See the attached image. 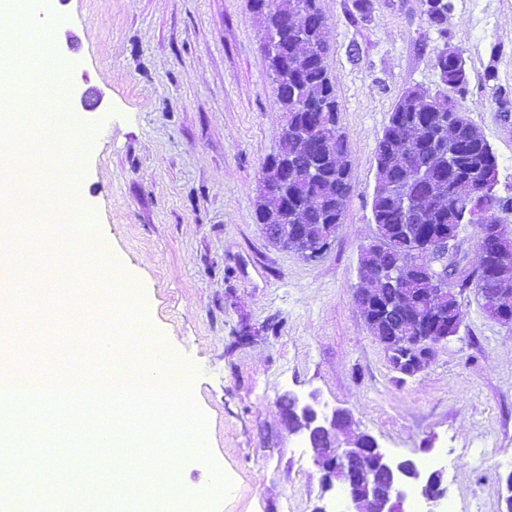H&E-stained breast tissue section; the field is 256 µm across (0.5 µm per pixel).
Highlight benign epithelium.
<instances>
[{
	"label": "benign epithelium",
	"mask_w": 512,
	"mask_h": 512,
	"mask_svg": "<svg viewBox=\"0 0 512 512\" xmlns=\"http://www.w3.org/2000/svg\"><path fill=\"white\" fill-rule=\"evenodd\" d=\"M336 237V225H326L325 234L314 244H306L299 254L307 259L317 258L324 253ZM459 238H447L443 241L440 268L436 269V291H447L448 285L458 281L465 270L460 266ZM405 260L396 258L389 264V279L384 282L388 288H400ZM495 319L502 322L512 321V298L502 296L493 299ZM431 335L420 336L415 340L406 336V332L395 329L389 336H380L378 340L392 353V360L404 371H415L423 358L438 344L457 335L456 328L437 329L431 323ZM288 422V429L305 436L315 454V461L322 471V481L327 486L342 481L347 487L348 499L345 512H404L406 498L405 487L415 484L426 503L437 506L447 498V487L433 484V476H425L411 459L394 460L389 458L379 446L375 437L361 434L354 438L347 436L351 426L350 414L335 410L331 417L321 415L312 404L299 405L293 395L284 396L281 403Z\"/></svg>",
	"instance_id": "benign-epithelium-1"
}]
</instances>
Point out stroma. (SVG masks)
Instances as JSON below:
<instances>
[{
	"label": "stroma",
	"mask_w": 512,
	"mask_h": 512,
	"mask_svg": "<svg viewBox=\"0 0 512 512\" xmlns=\"http://www.w3.org/2000/svg\"><path fill=\"white\" fill-rule=\"evenodd\" d=\"M327 19L328 73L336 85L352 192L335 240L318 258L272 245L255 216L265 160L277 152L284 116L249 0H46L59 24L55 51L66 65L69 126L93 128L80 157L84 215L96 224L117 270L135 280L155 343L193 369L213 463L186 457L184 488L208 485L213 467L225 495L188 512H313L322 492L310 447L289 431L280 400L317 393L344 409L354 431L373 435L393 458L437 460L454 512H503L512 473V324L491 318L476 288L458 296V336L434 347L419 371L397 368L355 304L363 246L374 238L375 147L400 95L437 89L434 58L462 52L467 93L459 104L498 158L497 192L512 197V0H451L443 28L421 0H319ZM24 245L27 265L55 282L58 243L40 229ZM104 277L116 270L102 267ZM16 305L34 337L14 349L17 368L53 374L60 335L86 328L100 306L55 315ZM98 484L96 512H126L112 458L80 467L75 450L35 470L44 483L62 465Z\"/></svg>",
	"instance_id": "35a3bbf8"
}]
</instances>
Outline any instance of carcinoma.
I'll list each match as a JSON object with an SVG mask.
<instances>
[{"label": "carcinoma", "mask_w": 512, "mask_h": 512, "mask_svg": "<svg viewBox=\"0 0 512 512\" xmlns=\"http://www.w3.org/2000/svg\"><path fill=\"white\" fill-rule=\"evenodd\" d=\"M319 0H250V9L261 17L268 31L278 30L277 43L264 42L263 49L274 78V92L286 124L280 149L267 161L283 157L297 164L288 173V193L270 183L262 184L256 202L258 223H273V213L298 214L309 228L310 240L324 224L343 223L352 191L346 135L338 125V101L326 58L330 45L327 23ZM451 0H423V14L432 26L445 23ZM301 17L298 27L286 25L288 15ZM440 86L402 93L383 130L376 150L377 185L372 197L375 240L379 246L362 251L359 271L366 282L387 276L386 266L401 253L411 260L405 270V287L429 288V275L413 263L403 225L417 226L418 235L443 240L459 227L477 223L479 203L486 209L512 208V198L494 193L498 160L482 133L458 105L455 95L465 92L468 77L461 51L438 53ZM457 128V139L448 142V125ZM447 157L433 180L417 177L419 164L429 155ZM319 162L320 174L307 171L309 161ZM485 268L494 274L466 277L456 284L475 283L485 309L502 290L512 292V234L500 228L497 235L481 240ZM443 309L448 320L459 326L464 311L454 291L423 306Z\"/></svg>", "instance_id": "cac0c4a2"}]
</instances>
